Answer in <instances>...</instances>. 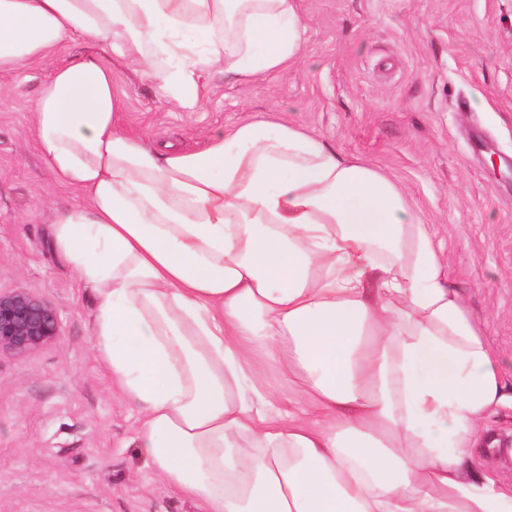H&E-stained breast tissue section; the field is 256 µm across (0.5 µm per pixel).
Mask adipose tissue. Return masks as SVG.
Wrapping results in <instances>:
<instances>
[{"label": "adipose tissue", "instance_id": "adipose-tissue-1", "mask_svg": "<svg viewBox=\"0 0 512 512\" xmlns=\"http://www.w3.org/2000/svg\"><path fill=\"white\" fill-rule=\"evenodd\" d=\"M307 25L302 0H0V74L87 45L32 125L86 199L52 240L134 446L203 512H512L471 463L512 392L394 178L290 122L190 151L122 127L114 65L193 112L207 74L287 72Z\"/></svg>", "mask_w": 512, "mask_h": 512}]
</instances>
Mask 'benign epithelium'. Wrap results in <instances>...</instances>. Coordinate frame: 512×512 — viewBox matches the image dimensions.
I'll use <instances>...</instances> for the list:
<instances>
[{
  "instance_id": "7a95c632",
  "label": "benign epithelium",
  "mask_w": 512,
  "mask_h": 512,
  "mask_svg": "<svg viewBox=\"0 0 512 512\" xmlns=\"http://www.w3.org/2000/svg\"><path fill=\"white\" fill-rule=\"evenodd\" d=\"M61 318L51 302L23 290L0 293V350L24 355L56 341Z\"/></svg>"
}]
</instances>
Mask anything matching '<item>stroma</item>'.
<instances>
[{"label":"stroma","mask_w":512,"mask_h":512,"mask_svg":"<svg viewBox=\"0 0 512 512\" xmlns=\"http://www.w3.org/2000/svg\"><path fill=\"white\" fill-rule=\"evenodd\" d=\"M301 60L243 85L216 74L181 112L121 66L126 130L197 148L224 128L292 121L343 154L381 166L417 204L468 309L512 385V0H302ZM62 45L0 76V292L61 311L59 339L0 352V512H201L138 456L137 415L96 353V298L56 252L57 210L84 197L56 184L34 143L32 105Z\"/></svg>","instance_id":"35a3bbf8"}]
</instances>
